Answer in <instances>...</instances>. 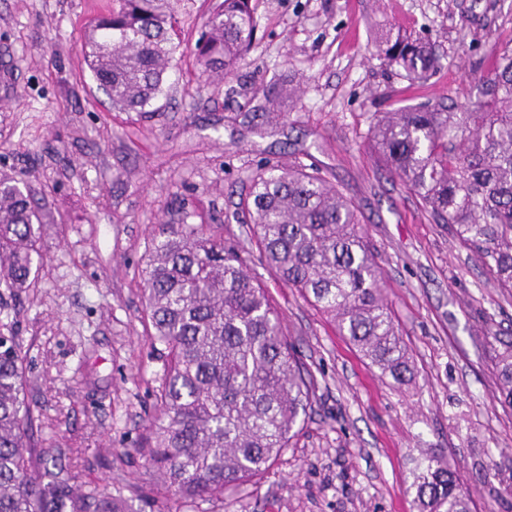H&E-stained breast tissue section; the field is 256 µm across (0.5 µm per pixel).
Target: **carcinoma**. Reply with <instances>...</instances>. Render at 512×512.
Returning a JSON list of instances; mask_svg holds the SVG:
<instances>
[{"instance_id": "cac0c4a2", "label": "carcinoma", "mask_w": 512, "mask_h": 512, "mask_svg": "<svg viewBox=\"0 0 512 512\" xmlns=\"http://www.w3.org/2000/svg\"><path fill=\"white\" fill-rule=\"evenodd\" d=\"M257 0H216L196 55L230 73L255 32ZM170 0H112L85 32V62L112 106L142 112L180 53ZM380 51L420 81L438 65L432 43L390 29ZM484 99L461 112L401 107L378 118L371 147L438 224L512 289V37L484 77ZM252 235L275 277L326 313L339 335L402 386L409 353L380 285L374 252L350 199L318 169L267 166L251 177ZM42 218L12 178H0V299L35 278ZM143 275L152 347L167 353L145 460L154 481L79 484L78 451L38 437L25 401L22 344L0 324V512H189L264 473L288 448L311 406L313 376L300 368L265 287L224 238L195 224L152 238ZM496 398L512 411V345L497 364ZM416 512H472V499L442 459L416 468Z\"/></svg>"}]
</instances>
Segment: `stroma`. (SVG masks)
<instances>
[{"mask_svg":"<svg viewBox=\"0 0 512 512\" xmlns=\"http://www.w3.org/2000/svg\"><path fill=\"white\" fill-rule=\"evenodd\" d=\"M210 0H177L183 53L143 112L113 110L84 32L112 0H0V176L40 210L35 283L0 311L23 345L44 438L80 449L79 482L147 483L136 450L164 369L143 316L141 260L171 224L243 248L315 380L309 416L264 474L196 512H411L418 462L445 459L476 512H512V412L494 397L512 343L500 288L369 150L378 115L482 97L512 0H258L253 46L230 76L194 54ZM429 37L441 66L413 82L380 59L386 28ZM277 111H264L266 99ZM317 166L357 208L414 367L381 376L329 316L249 247V177Z\"/></svg>","mask_w":512,"mask_h":512,"instance_id":"obj_1","label":"stroma"}]
</instances>
